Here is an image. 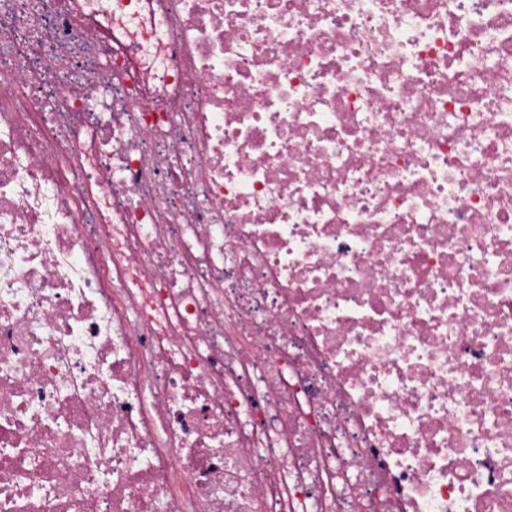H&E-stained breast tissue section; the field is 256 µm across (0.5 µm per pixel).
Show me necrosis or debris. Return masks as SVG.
Here are the masks:
<instances>
[{
	"mask_svg": "<svg viewBox=\"0 0 512 512\" xmlns=\"http://www.w3.org/2000/svg\"><path fill=\"white\" fill-rule=\"evenodd\" d=\"M0 512H512V0H0Z\"/></svg>",
	"mask_w": 512,
	"mask_h": 512,
	"instance_id": "1",
	"label": "necrosis or debris"
}]
</instances>
